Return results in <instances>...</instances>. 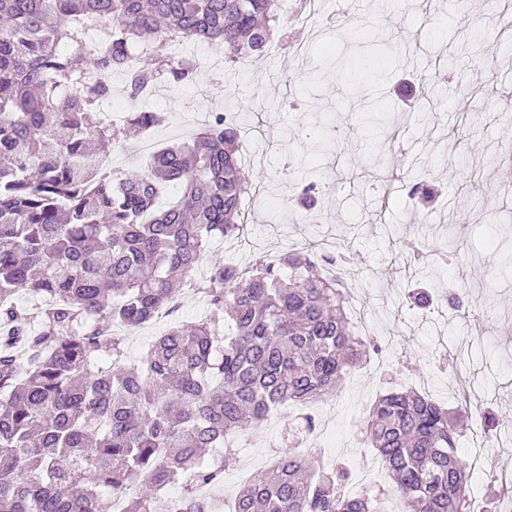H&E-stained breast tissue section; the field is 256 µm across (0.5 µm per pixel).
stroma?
Wrapping results in <instances>:
<instances>
[{
  "label": "stroma",
  "instance_id": "35a3bbf8",
  "mask_svg": "<svg viewBox=\"0 0 512 512\" xmlns=\"http://www.w3.org/2000/svg\"><path fill=\"white\" fill-rule=\"evenodd\" d=\"M501 0H356L348 20L318 25L308 58L295 67L287 55L225 67L221 86L210 83L222 46L196 43L184 57L196 64L193 82L161 88L147 107L166 122L148 136L125 137L110 152L111 170L146 172L154 148L186 142L183 115L235 112L240 144L255 194L246 202L243 236L210 247L207 261L239 267L281 253V239L317 235L351 256L349 285H361L364 309L376 330V352L346 374L324 403L336 426L316 444L315 455L347 468L374 459L361 430L370 406L389 390L414 389L441 403H456L461 382L471 406L493 412L512 430V192L502 182L512 171V26L500 16ZM306 158L312 180L332 183L309 210L320 221L305 224L295 176L285 156ZM418 179L437 195L413 207ZM439 228L425 248L434 255L457 244L463 260L435 268L420 282L398 257L386 227L414 234ZM426 285L437 309L407 305L406 293ZM464 296L466 313L444 299ZM208 303L192 287L181 291V309L128 332L125 352L139 360L171 323L203 317ZM298 408L278 410L234 437L238 458L257 473L267 470L294 434ZM485 454L496 478L476 479V512H512V459L497 440Z\"/></svg>",
  "mask_w": 512,
  "mask_h": 512
}]
</instances>
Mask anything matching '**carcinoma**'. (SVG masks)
Instances as JSON below:
<instances>
[{
  "label": "carcinoma",
  "mask_w": 512,
  "mask_h": 512,
  "mask_svg": "<svg viewBox=\"0 0 512 512\" xmlns=\"http://www.w3.org/2000/svg\"><path fill=\"white\" fill-rule=\"evenodd\" d=\"M284 0H0V512H159L181 484V512H213L193 492L224 481L228 437L292 403L336 395L366 357L351 330L346 257L307 246L241 269L219 261L198 290L210 313L175 324L138 363L118 324L137 329L173 302L215 238L244 234L251 183L237 126L216 114L191 142L167 147L144 174L102 171L123 130L99 120L112 88L84 71L118 72L130 101L150 85L195 78L170 41H207L237 63L262 57ZM112 24L83 49L86 25ZM155 54L132 63L128 46ZM68 86L67 98L53 86ZM163 122L134 107L126 124ZM180 198L156 208L162 187ZM419 203L434 187L409 191ZM45 298L27 309L20 294ZM230 333L219 339L221 324ZM464 406L414 390L370 407L363 437L402 512H469L472 469L458 456ZM295 449L249 479L235 512H377L349 497L343 468ZM208 448L224 454L205 455Z\"/></svg>",
  "instance_id": "obj_1"
}]
</instances>
